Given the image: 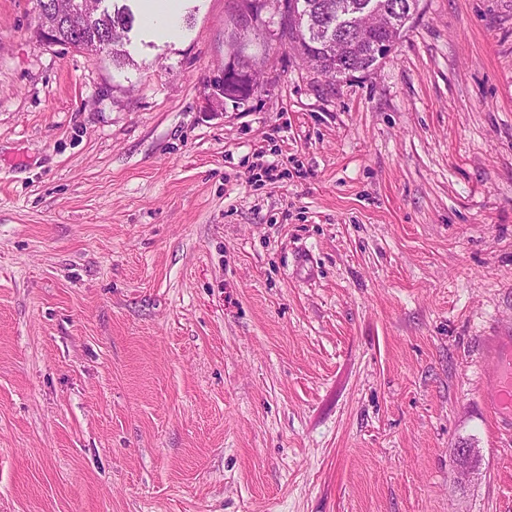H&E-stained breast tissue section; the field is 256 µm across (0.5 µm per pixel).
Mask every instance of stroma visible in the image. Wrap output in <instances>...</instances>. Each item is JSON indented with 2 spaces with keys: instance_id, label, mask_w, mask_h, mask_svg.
Listing matches in <instances>:
<instances>
[{
  "instance_id": "stroma-1",
  "label": "stroma",
  "mask_w": 512,
  "mask_h": 512,
  "mask_svg": "<svg viewBox=\"0 0 512 512\" xmlns=\"http://www.w3.org/2000/svg\"><path fill=\"white\" fill-rule=\"evenodd\" d=\"M239 9L117 68L0 0V512H512V0L340 81L268 2L211 106ZM237 33H232L229 40V56L228 60L232 59V55L235 58L236 65L242 69L243 71H246L249 75L250 82L252 83L253 87L258 88L259 85L257 84L258 76H261V69L258 68L257 62L255 59H252L249 61H244L241 59V56L236 52V47H240L241 43L238 41ZM492 339L485 352L484 362L490 373L486 388L495 413V425L499 430L512 431V333L510 330Z\"/></svg>"
}]
</instances>
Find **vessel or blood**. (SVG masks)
Segmentation results:
<instances>
[{"instance_id":"vessel-or-blood-1","label":"vessel or blood","mask_w":512,"mask_h":512,"mask_svg":"<svg viewBox=\"0 0 512 512\" xmlns=\"http://www.w3.org/2000/svg\"><path fill=\"white\" fill-rule=\"evenodd\" d=\"M484 362L490 373L486 388L495 413L498 429L512 431V333L503 332L493 337L485 352Z\"/></svg>"}]
</instances>
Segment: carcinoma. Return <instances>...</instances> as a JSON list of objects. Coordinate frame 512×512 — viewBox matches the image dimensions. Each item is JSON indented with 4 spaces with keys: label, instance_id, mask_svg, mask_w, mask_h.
Segmentation results:
<instances>
[{
    "label": "carcinoma",
    "instance_id": "1",
    "mask_svg": "<svg viewBox=\"0 0 512 512\" xmlns=\"http://www.w3.org/2000/svg\"><path fill=\"white\" fill-rule=\"evenodd\" d=\"M283 25L288 29L290 44L311 61L317 69L336 80L357 72L370 71L380 60L376 42L391 45L400 38L412 19L419 0H378L385 12V28L372 38L350 35L336 24V17L346 4L358 7L363 0H283ZM77 19L59 21L54 43L96 54L102 50L112 55V62L124 66L133 62L124 49L127 34L132 29L133 14L123 5L104 9L84 20L82 34L74 36ZM241 46L237 34L229 40V55L236 65L246 71L252 85H257L261 69L255 60L245 61L236 52Z\"/></svg>",
    "mask_w": 512,
    "mask_h": 512
}]
</instances>
